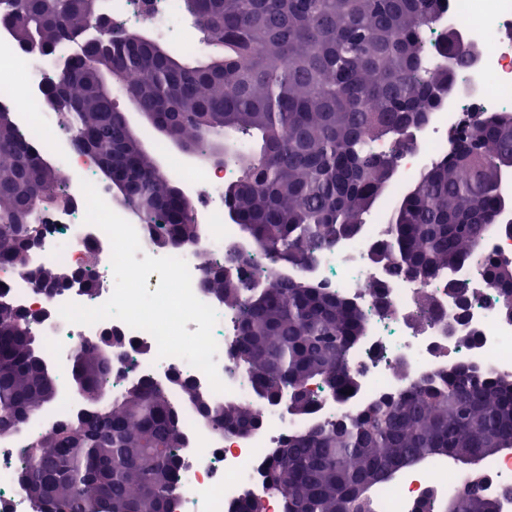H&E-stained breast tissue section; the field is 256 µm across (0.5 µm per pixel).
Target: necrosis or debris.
Wrapping results in <instances>:
<instances>
[{
    "instance_id": "1",
    "label": "necrosis or debris",
    "mask_w": 512,
    "mask_h": 512,
    "mask_svg": "<svg viewBox=\"0 0 512 512\" xmlns=\"http://www.w3.org/2000/svg\"><path fill=\"white\" fill-rule=\"evenodd\" d=\"M109 15L117 26L148 18L154 32L172 37L184 52L193 51L196 39L184 25L179 0H109ZM454 30L462 45L476 47L479 56L464 69L447 104L429 115L425 123L407 130L406 146L399 152L397 186H404L427 164L452 151L459 133L484 113L512 109V0H441L438 17L427 30L428 58H436L434 44L446 30ZM18 61V48L10 34L0 28V106L14 112L21 131L36 141L66 171L64 194L72 203L52 208L45 214L46 231L39 248L30 252L25 268L0 266V287L17 307L48 309L49 322L35 325L42 354L56 370L62 389L58 401L44 409L23 428L0 434V512H38V506L22 490L18 475L28 443L38 434L70 418L81 409V401L70 392L66 364L74 352L95 343L106 330L118 329L126 342L123 354L112 360V389L122 391L136 379L166 381L176 373L194 383L210 399L234 401L247 406L258 420L246 434L215 432L199 415L184 407L180 391H173L174 404L181 407V430L185 445L180 450L183 467L179 473V512H230L243 499L261 493V470L274 448L293 434L337 417L354 416L365 404L393 395L409 382L447 373L448 369L470 366L492 376L512 379V320L500 314L503 299L496 288L475 268L460 265L442 271L422 284L391 275L384 266L369 259L372 247L386 238L389 226L385 208L364 219L361 232L344 237L305 267L272 259L259 250L239 225L225 223L224 185L236 176L234 165L224 168H182L180 176L193 188L192 201L197 221L205 230L197 245L177 250L186 261L195 296L218 315L213 335L217 342L215 361L226 389L214 391L206 375L178 357H159L155 338L109 318L92 325L72 324L59 314L61 305L75 302L88 307L105 303L114 290L111 244L100 228L85 224L86 203L81 180L91 181L102 198L110 188L98 169L86 164L82 153L62 150L56 121L43 105L44 76L48 64L29 60L22 83L11 72ZM233 252L243 260L242 275L250 283L267 286L281 278H302L318 288L336 290L366 315L368 330L350 358L360 374L355 392L336 400L320 397L304 418L254 398L234 364L229 350L240 320L238 309L226 306L201 287L202 267L223 260ZM93 261L97 290L86 295L70 288L47 295L34 284L33 275L48 265L82 268ZM464 285L470 297L467 323L449 335L456 297L450 283ZM431 295L434 317L419 316V298ZM485 494L500 499V512H512V497L502 496L512 484V454L499 455L479 473ZM452 479L439 462L417 467L397 482L380 486L376 492L377 512H417L426 491H443Z\"/></svg>"
}]
</instances>
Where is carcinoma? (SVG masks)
I'll return each mask as SVG.
<instances>
[{"label":"carcinoma","mask_w":512,"mask_h":512,"mask_svg":"<svg viewBox=\"0 0 512 512\" xmlns=\"http://www.w3.org/2000/svg\"><path fill=\"white\" fill-rule=\"evenodd\" d=\"M439 0H180L199 43L223 52L204 60L176 55L144 31L110 37L88 26L80 0H0V25L18 30L23 50L65 67L69 109L62 127L100 158L121 204L149 227L153 243L178 249L198 237L191 202L158 177L148 155L135 154L118 108L99 92L89 51L117 58L141 104L187 146L207 152L224 136V163L239 177L224 191L228 215L260 250L304 266L341 237L387 192L404 134L439 108L448 72L468 53L451 36L438 45L451 65L422 52L426 19ZM0 108V264H26L41 237L44 204L66 202L64 176ZM391 135L395 150L373 142ZM512 174V113L469 126L456 152L425 168L392 203L390 234L375 244L390 274L417 281L473 263L512 304V264L478 252L512 201L500 193ZM239 259L204 267L202 287L241 310L232 358L253 394L294 416L313 410L316 392L341 398L359 377L349 352L366 332L363 312L343 297L302 280L253 288ZM42 282L69 281L72 270L46 266ZM25 313L0 291V433L9 432L59 396L56 375L40 356ZM106 338L75 354L71 386L89 413L38 436L20 482L40 512H165L177 500L184 439L168 388L148 379L110 390ZM197 412L210 409L214 430L257 426L247 407L212 401L176 383ZM495 444L512 445V381L461 366L426 377L356 416L315 425L271 453L264 482L276 484L283 512H375L370 492L412 466L448 458L483 462ZM459 512H500L474 474H461L447 496Z\"/></svg>","instance_id":"carcinoma-1"}]
</instances>
